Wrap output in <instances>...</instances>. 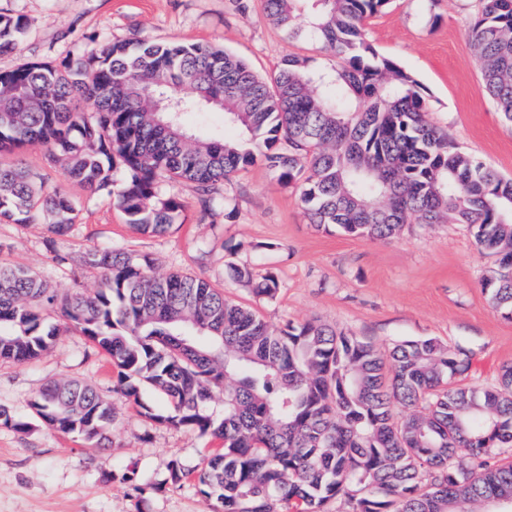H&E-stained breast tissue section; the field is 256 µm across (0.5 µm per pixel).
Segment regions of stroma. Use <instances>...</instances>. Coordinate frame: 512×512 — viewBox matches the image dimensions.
<instances>
[{"label":"stroma","mask_w":512,"mask_h":512,"mask_svg":"<svg viewBox=\"0 0 512 512\" xmlns=\"http://www.w3.org/2000/svg\"><path fill=\"white\" fill-rule=\"evenodd\" d=\"M0 9L28 24L16 50L0 55V70L86 56L135 35L223 49L267 79L288 57L311 69L335 64L313 37L289 38L261 0H0ZM478 9L479 0H390L368 20V38L419 82L433 125L512 178V123L485 91L470 45ZM19 161L45 189L74 201L78 221L52 246L44 223H0V264L30 269L57 296L94 293L105 274L57 264L54 252L110 245L149 255L158 272L206 278L227 299L257 309L275 330L314 321L383 352L404 340L438 339L470 358V369L455 379L459 385L491 381L512 363V319L493 308L482 285L493 260L478 251L465 225L408 224L388 242L319 230L294 188L254 166L218 186L206 218L193 184L161 182V197L182 201L184 222L150 237L129 226L111 195L88 193L63 167L47 165L41 147L0 156L6 165ZM233 263L246 265L251 281L235 278ZM269 274L279 281L272 300L253 291ZM57 380L90 384L111 404L110 444L94 448L39 422L24 433L0 424V512H207L193 482H169V467L202 465L215 441L143 416L142 407L158 412L164 401L146 387L135 401L117 393L108 357L80 333L61 331L30 362L0 361V408L31 417L41 389Z\"/></svg>","instance_id":"1"}]
</instances>
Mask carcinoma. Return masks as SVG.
I'll list each match as a JSON object with an SVG mask.
<instances>
[{
	"label": "carcinoma",
	"mask_w": 512,
	"mask_h": 512,
	"mask_svg": "<svg viewBox=\"0 0 512 512\" xmlns=\"http://www.w3.org/2000/svg\"><path fill=\"white\" fill-rule=\"evenodd\" d=\"M389 0H263L289 36H316L336 67L310 71L289 58L267 81L235 55L207 45L129 38L56 66L0 70V153L40 146L49 164L90 192L107 191L142 234L167 235L183 204L159 196L163 180L204 195L260 165L294 186L310 223L387 241L405 224H464L494 257L484 278L495 309L512 318V178L457 148L427 119L420 84L367 41L366 22ZM470 39L486 92L512 122V0H479ZM26 21L0 12V54ZM207 89L224 103L200 101ZM216 109L219 131L187 117ZM127 176L112 178L114 159ZM61 237L77 223L73 200L36 176L0 167V223L34 224ZM59 264L102 269L93 294L63 300L21 266L0 265V359L19 364L46 350L60 325L92 341L118 368V389L149 386L168 401L149 419L222 442L192 477L220 512H470L512 496V365L487 385L451 386L469 359L434 338L388 354L314 322L277 332L253 309L196 277L150 274L152 261L111 246ZM273 275L256 294L276 297ZM224 394L223 417L210 410ZM53 430L104 448L111 406L79 381L50 382L31 403ZM403 409L402 420L393 409ZM467 456V465L459 463Z\"/></svg>",
	"instance_id": "cac0c4a2"
}]
</instances>
